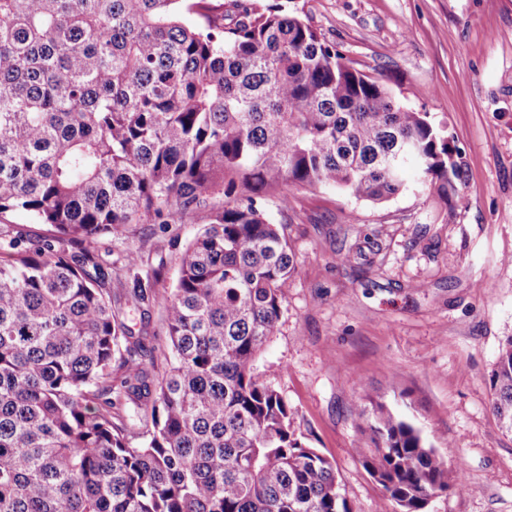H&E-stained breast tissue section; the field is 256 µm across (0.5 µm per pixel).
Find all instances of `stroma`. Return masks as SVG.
Here are the masks:
<instances>
[{"label":"stroma","instance_id":"stroma-1","mask_svg":"<svg viewBox=\"0 0 512 512\" xmlns=\"http://www.w3.org/2000/svg\"><path fill=\"white\" fill-rule=\"evenodd\" d=\"M275 1L428 113L467 177L449 205L412 169L406 191L381 204L333 187L289 188L285 212L269 204L298 266L256 375L296 411L303 442L334 462L354 512L394 510L360 462L353 406L366 395L412 419L449 476L475 486L432 498L426 512H512V434L492 413L489 384L512 336V0H245L259 10ZM208 216L135 224L95 248L116 267L136 250L140 273L153 275V301L124 317L150 337L161 370V301Z\"/></svg>","mask_w":512,"mask_h":512}]
</instances>
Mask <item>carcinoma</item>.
<instances>
[{
    "mask_svg": "<svg viewBox=\"0 0 512 512\" xmlns=\"http://www.w3.org/2000/svg\"><path fill=\"white\" fill-rule=\"evenodd\" d=\"M195 20H187V16ZM409 163L452 201L460 150L309 23L232 0H0V512H353L254 365L297 257L267 204L333 186L381 204ZM210 220L163 298L171 357L122 318L92 245ZM512 432V336L490 378ZM362 466L399 512L476 488L423 430L357 403ZM4 224H11L14 231H21L28 238L38 241L52 234V228L47 224H36L23 212H8L0 214V228Z\"/></svg>",
    "mask_w": 512,
    "mask_h": 512,
    "instance_id": "carcinoma-1",
    "label": "carcinoma"
}]
</instances>
